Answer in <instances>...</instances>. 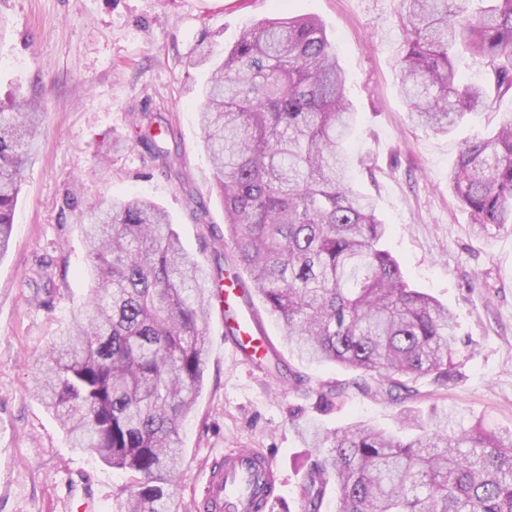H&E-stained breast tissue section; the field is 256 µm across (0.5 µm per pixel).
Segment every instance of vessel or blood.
Here are the masks:
<instances>
[{
	"label": "vessel or blood",
	"instance_id": "1",
	"mask_svg": "<svg viewBox=\"0 0 512 512\" xmlns=\"http://www.w3.org/2000/svg\"><path fill=\"white\" fill-rule=\"evenodd\" d=\"M268 338L255 311L244 315L228 343L234 357L250 359L262 352ZM277 470L273 461L259 453L222 455L205 475L202 489L204 512H252L256 498H276Z\"/></svg>",
	"mask_w": 512,
	"mask_h": 512
}]
</instances>
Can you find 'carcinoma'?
<instances>
[{
	"label": "carcinoma",
	"instance_id": "cac0c4a2",
	"mask_svg": "<svg viewBox=\"0 0 512 512\" xmlns=\"http://www.w3.org/2000/svg\"><path fill=\"white\" fill-rule=\"evenodd\" d=\"M471 11L460 0H399L396 63L411 121L447 132L512 96V0ZM484 66L462 82L454 49ZM206 67L198 120L219 197L224 244L281 324L299 360L356 372L353 386L391 403L458 375L462 340L447 306L407 281L383 246L386 224L352 182L358 115L336 46L309 17L267 19L236 44L190 60ZM42 113L0 109V256ZM448 185L484 233L512 224V120L462 144ZM84 225L88 292L73 325L37 356L34 391L71 447L124 471L122 512H175L181 430L207 363V315L224 270L203 268L168 214L139 199L101 201ZM344 390L322 387L328 410ZM410 435L365 422L298 434L315 457L297 512H512V433L469 427L453 411L406 406Z\"/></svg>",
	"mask_w": 512,
	"mask_h": 512
}]
</instances>
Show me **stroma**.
<instances>
[{
    "label": "stroma",
    "instance_id": "1",
    "mask_svg": "<svg viewBox=\"0 0 512 512\" xmlns=\"http://www.w3.org/2000/svg\"><path fill=\"white\" fill-rule=\"evenodd\" d=\"M397 9L398 0H0V102L21 93L43 110L0 257V512H75L87 497L98 512H118L126 474L71 448L33 391L32 362L86 294L90 204L151 199L204 268L223 260L224 207L196 111L207 73L188 60L230 49L244 27L270 18L313 16L326 28L359 114L355 185L375 199L409 283L447 304L473 341L457 358L460 377L440 390L421 386L413 407L453 406L466 422L512 431V231L475 232L448 187L460 143L512 118V98L448 134L415 127L396 68ZM157 133L168 173L154 158ZM41 267L43 280L33 276ZM264 322L283 365L305 381L291 386L232 358L224 315L211 309L203 389L182 431L179 512H198L208 466L230 450L269 453L281 499L296 503L311 454L295 434L299 421L401 428L399 406L351 387L354 374L341 366L298 361L280 324ZM326 383L344 386L342 410L318 407Z\"/></svg>",
    "mask_w": 512,
    "mask_h": 512
}]
</instances>
